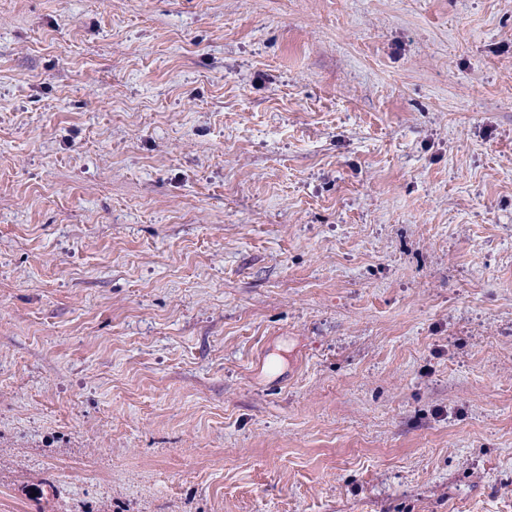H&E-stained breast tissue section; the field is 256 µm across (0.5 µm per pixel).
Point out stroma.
<instances>
[{
	"mask_svg": "<svg viewBox=\"0 0 512 512\" xmlns=\"http://www.w3.org/2000/svg\"><path fill=\"white\" fill-rule=\"evenodd\" d=\"M0 512H512V0H0Z\"/></svg>",
	"mask_w": 512,
	"mask_h": 512,
	"instance_id": "obj_1",
	"label": "stroma"
}]
</instances>
